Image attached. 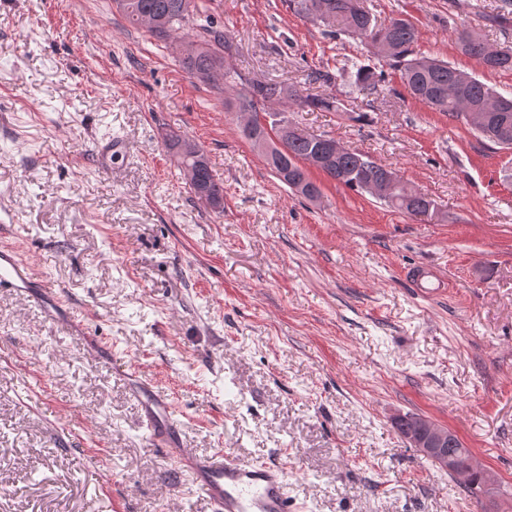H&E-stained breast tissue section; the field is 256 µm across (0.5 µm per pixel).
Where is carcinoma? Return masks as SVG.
Instances as JSON below:
<instances>
[{"instance_id": "obj_1", "label": "carcinoma", "mask_w": 512, "mask_h": 512, "mask_svg": "<svg viewBox=\"0 0 512 512\" xmlns=\"http://www.w3.org/2000/svg\"><path fill=\"white\" fill-rule=\"evenodd\" d=\"M296 12L322 33L338 38L342 35L358 38L376 47L380 62L352 63L343 69L348 84L369 98L384 89L387 62L400 74V80L412 97L452 120L462 119L482 138L502 149L512 150V95H504L446 61L417 56L413 45L418 38L416 26L405 18H392L380 23L373 15L367 0H289ZM124 18L134 26H143L144 17L160 20L159 27L149 30L151 36L166 40L173 36L195 45L192 53L178 59L181 69L190 77L205 80L213 69H224V93L229 107L237 112H266L270 104L288 109L308 108L331 112L336 110V98L329 95L312 96L285 82L245 77L228 63L224 53L229 49L223 31L199 23L200 10L195 0H116ZM457 48L473 58L478 65L491 58V45L474 30L457 36ZM284 148L273 144L267 129L257 124L243 130V136L259 148L265 142L271 150L261 152L266 166L290 189L304 198L321 192L309 177L305 162L330 142L322 135L305 134L298 130L288 116ZM332 180L361 192L368 186L388 180L391 192L378 197L385 205L410 215H427L436 210L434 201L413 189L398 174L372 160L365 153L351 148L336 151L333 165L323 169ZM194 193L210 192L224 197V186L211 167L205 164L198 179L191 183Z\"/></svg>"}]
</instances>
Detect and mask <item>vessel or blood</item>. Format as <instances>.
<instances>
[{
    "label": "vessel or blood",
    "instance_id": "vessel-or-blood-1",
    "mask_svg": "<svg viewBox=\"0 0 512 512\" xmlns=\"http://www.w3.org/2000/svg\"><path fill=\"white\" fill-rule=\"evenodd\" d=\"M410 276L426 294L445 291L448 286L445 279L425 270H412ZM1 286L28 294L47 310L58 304L56 293L35 278L13 251L5 248L0 249ZM130 383L134 397L143 404L154 444L179 459L195 487L208 499L212 512H295L283 467L239 460L221 448L204 456L196 455L182 444L170 397L140 375H131Z\"/></svg>",
    "mask_w": 512,
    "mask_h": 512
}]
</instances>
